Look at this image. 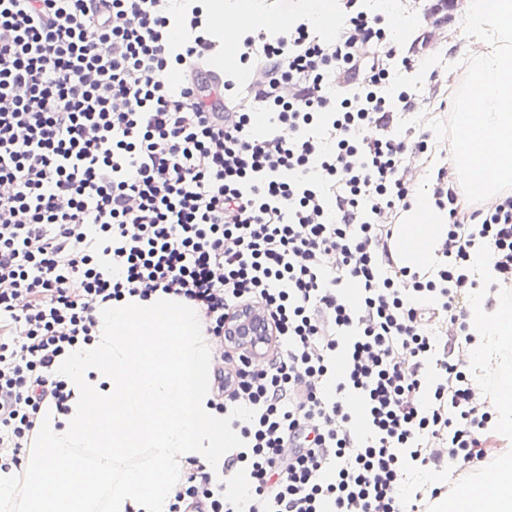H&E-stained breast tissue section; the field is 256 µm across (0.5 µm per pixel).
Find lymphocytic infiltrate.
Segmentation results:
<instances>
[{"label":"lymphocytic infiltrate","mask_w":512,"mask_h":512,"mask_svg":"<svg viewBox=\"0 0 512 512\" xmlns=\"http://www.w3.org/2000/svg\"><path fill=\"white\" fill-rule=\"evenodd\" d=\"M333 38L294 20L224 36L204 0H0V472L20 468L57 360L94 306L160 290L193 301L206 332L260 309L261 354L230 346L214 376L241 445L224 485L190 467L169 512H422L495 431L455 356L462 307L512 288V190L448 212L422 278L388 240L428 150L396 132L424 35L337 0ZM489 250L492 279L474 264Z\"/></svg>","instance_id":"lymphocytic-infiltrate-1"}]
</instances>
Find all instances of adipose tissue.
Wrapping results in <instances>:
<instances>
[{"label": "adipose tissue", "mask_w": 512, "mask_h": 512, "mask_svg": "<svg viewBox=\"0 0 512 512\" xmlns=\"http://www.w3.org/2000/svg\"><path fill=\"white\" fill-rule=\"evenodd\" d=\"M447 211L433 195L417 194L402 218L398 266L418 273L436 262L446 238ZM92 339L58 362L55 377L70 393L65 410L42 409L40 432L21 479L0 474V504L22 512H93L101 492L110 512H168L181 475L197 462L224 478V451L237 433L225 427L212 390L214 354L193 302L161 291L99 305ZM488 346L476 353L487 365L492 408L512 432V295L500 296L481 327ZM94 448L87 466L75 451ZM136 448L151 449L150 466L119 471ZM436 512H512V448L498 451L490 482L469 484Z\"/></svg>", "instance_id": "adipose-tissue-1"}]
</instances>
